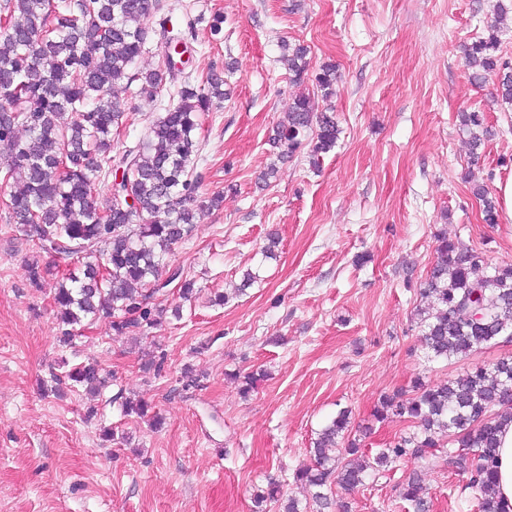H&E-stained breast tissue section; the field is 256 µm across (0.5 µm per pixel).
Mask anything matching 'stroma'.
Returning a JSON list of instances; mask_svg holds the SVG:
<instances>
[{
	"instance_id": "stroma-1",
	"label": "stroma",
	"mask_w": 512,
	"mask_h": 512,
	"mask_svg": "<svg viewBox=\"0 0 512 512\" xmlns=\"http://www.w3.org/2000/svg\"><path fill=\"white\" fill-rule=\"evenodd\" d=\"M162 2L174 30L195 29L197 76L236 64L229 97L202 114L198 131L199 192L223 202L167 258L198 295L183 304L168 286L154 299L166 314L149 335L116 338L102 320L82 329L77 349L61 347L51 290L31 286L27 264L60 276L73 262L37 249L0 210V512H253L255 493L272 482L302 500L293 473L340 409L352 428L370 427L372 458L411 429L373 420L382 395L512 354L496 345L426 364L414 323L440 229L489 263H512V212L483 223L471 192L475 180L498 196L512 184V110L496 104L492 83L470 82L463 52L493 0ZM286 40L309 48L299 86L279 60ZM326 64L336 67L328 101L313 82ZM302 91L318 109L333 106L341 129L315 166L305 151L278 161L268 141ZM111 95L126 112L112 132L118 153L159 107L122 81ZM464 108L482 111L494 131L475 166L457 120ZM272 232L280 243L268 258ZM248 271L257 279L246 288ZM218 294L228 302L214 304ZM154 358L160 373L143 372ZM87 359L161 426L113 405L89 421L95 397L52 391V367ZM260 370L264 380L243 393L244 376ZM104 425L115 441L102 440ZM447 457L434 449L422 466L433 512H476L466 473ZM407 470L395 463L366 486L333 489L332 512H412L400 494Z\"/></svg>"
}]
</instances>
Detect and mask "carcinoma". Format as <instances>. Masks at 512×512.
<instances>
[{
    "label": "carcinoma",
    "mask_w": 512,
    "mask_h": 512,
    "mask_svg": "<svg viewBox=\"0 0 512 512\" xmlns=\"http://www.w3.org/2000/svg\"><path fill=\"white\" fill-rule=\"evenodd\" d=\"M158 10V0H0V24L6 27L0 34V166L10 172L3 201L10 221L38 248L66 257L95 258L99 244H109L101 262L85 263L81 274L63 276L54 288L65 325L57 340L66 348L76 345V327L100 318L117 337L149 332L163 316L151 300L175 281L181 298L192 297L194 283L181 268L167 267L166 257L191 236L203 212L221 203L218 195L198 198L196 130L198 114L225 98L224 73L212 69L198 83L190 75L178 77L177 47L194 37L193 27L173 35L166 17L159 30L147 27L144 20ZM508 13L503 0H496L485 34L464 46V56L469 80L479 85L493 79L496 100L512 107V62L499 53ZM156 34L162 63L141 71L137 60ZM307 54L301 43L283 47L281 60L297 85L307 75ZM122 80L151 99L167 94L169 104L134 145L114 156L112 128L122 123L124 111L109 90ZM335 82L331 66L315 75L325 99ZM458 119L469 133V159L476 165L492 131L478 110L463 109ZM338 135L336 113L315 111L310 94L301 93L288 103L287 119L269 141L282 161L310 148L315 165ZM98 181L109 188L102 210L94 197ZM472 193L482 201L484 223H500L498 200L486 185L473 183ZM434 239L435 260L419 284L429 304L416 313L426 360L470 357L512 342V264L492 266L445 231ZM65 380L98 395L110 386V377L92 361L53 375L57 385ZM109 402L126 416H147L148 406L121 388ZM496 403L505 410L492 412ZM374 417L403 418L414 430L381 449L371 464L361 454V439L349 432V412L340 411L318 434L312 463L294 472V480L308 487L313 512L332 506L324 489L354 490L377 469L424 459L446 443L472 452L465 472L479 512H506L495 475L501 427L512 422V356L477 363L437 383L417 379L410 395L397 390L382 396ZM402 498L414 512H430L419 470L402 483Z\"/></svg>",
    "instance_id": "cac0c4a2"
}]
</instances>
